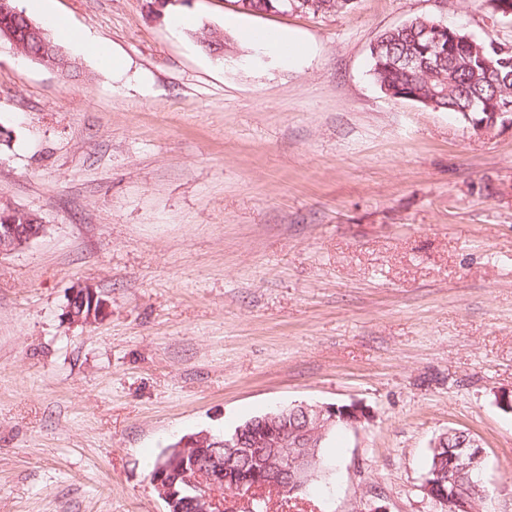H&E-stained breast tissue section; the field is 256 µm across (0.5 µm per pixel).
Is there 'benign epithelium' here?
I'll return each instance as SVG.
<instances>
[{
    "mask_svg": "<svg viewBox=\"0 0 512 512\" xmlns=\"http://www.w3.org/2000/svg\"><path fill=\"white\" fill-rule=\"evenodd\" d=\"M22 212L0 208V255L20 250L45 233V225L17 222ZM110 313L108 301L91 284L72 288L66 305V317L73 324H93ZM302 421L300 426L288 425V415ZM366 419L364 410L355 405L335 406L298 403L291 411L271 414L252 436L226 440L223 447L234 456L255 454L261 463L249 489L236 498L245 504L244 512H252L255 493L271 486L284 492L304 488L317 461V448L323 433L334 423L356 426ZM454 441L448 453V484L451 490L437 494L433 484H422L424 494L444 507L446 512H472L474 500L485 495L478 482L460 484L480 469L483 451L479 442L452 429L439 437L440 442ZM196 461L193 470H186L187 458ZM151 482L167 504V512H180L190 505L197 512H224V480L219 467L216 446L211 436H187L170 450L166 464L157 470Z\"/></svg>",
    "mask_w": 512,
    "mask_h": 512,
    "instance_id": "obj_1",
    "label": "benign epithelium"
}]
</instances>
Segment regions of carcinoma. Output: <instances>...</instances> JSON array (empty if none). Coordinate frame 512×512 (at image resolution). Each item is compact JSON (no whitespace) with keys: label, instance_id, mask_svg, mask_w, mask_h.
<instances>
[{"label":"carcinoma","instance_id":"1","mask_svg":"<svg viewBox=\"0 0 512 512\" xmlns=\"http://www.w3.org/2000/svg\"><path fill=\"white\" fill-rule=\"evenodd\" d=\"M241 9L252 13H280L292 7L313 13L338 12L351 8L352 0H236ZM10 10L0 12V41L16 42L27 56L63 75L77 69V63L60 67L42 54V41H51L48 32L36 36L29 31V18L20 10L16 0H8ZM433 20L415 17L405 25L384 32L370 49L372 75L380 89L403 99L421 103L434 110L459 115L466 121L482 123L491 112H503L512 104V52L499 54L494 42L479 41L468 34L451 29L441 34L448 46L440 59L433 55L431 32ZM198 42L206 50L218 53L224 48V32L202 27L196 32ZM415 60V67L405 70L397 65L401 58ZM512 116V108L507 110ZM327 439H322L318 461L310 484H315L333 471L326 457ZM431 452L424 479L431 483L441 480L448 466V448ZM253 461L237 458L224 471V488L231 490L252 479Z\"/></svg>","mask_w":512,"mask_h":512}]
</instances>
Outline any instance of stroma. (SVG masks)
Segmentation results:
<instances>
[{
	"label": "stroma",
	"mask_w": 512,
	"mask_h": 512,
	"mask_svg": "<svg viewBox=\"0 0 512 512\" xmlns=\"http://www.w3.org/2000/svg\"><path fill=\"white\" fill-rule=\"evenodd\" d=\"M51 8L122 67L67 43L66 77L0 43V206L46 226L0 256V512H167L143 460L294 401L370 418L274 512H442L421 485L451 429L482 446L481 512H512V129L394 99L370 59L417 16L511 43L512 19L486 0ZM85 283L110 314L73 324ZM297 9L313 12L328 13L348 10L351 8V0H236L241 9L252 13H280L293 9L292 3ZM244 39L251 42L264 44L268 49L282 52L286 51L288 59L295 60L307 52L306 45L293 36H286L277 32L264 30H246L243 33Z\"/></svg>",
	"instance_id": "obj_1"
}]
</instances>
